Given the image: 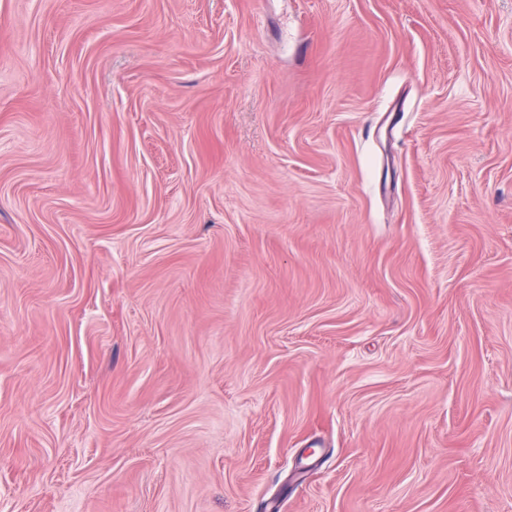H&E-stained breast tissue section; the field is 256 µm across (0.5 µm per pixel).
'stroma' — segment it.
Returning a JSON list of instances; mask_svg holds the SVG:
<instances>
[{"label": "stroma", "mask_w": 512, "mask_h": 512, "mask_svg": "<svg viewBox=\"0 0 512 512\" xmlns=\"http://www.w3.org/2000/svg\"><path fill=\"white\" fill-rule=\"evenodd\" d=\"M0 512H512V0H0Z\"/></svg>", "instance_id": "1"}]
</instances>
